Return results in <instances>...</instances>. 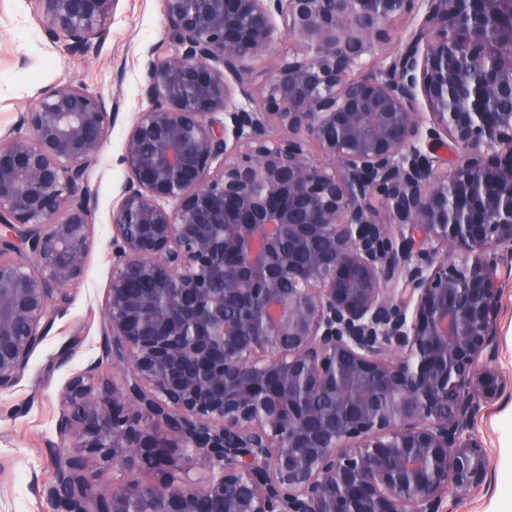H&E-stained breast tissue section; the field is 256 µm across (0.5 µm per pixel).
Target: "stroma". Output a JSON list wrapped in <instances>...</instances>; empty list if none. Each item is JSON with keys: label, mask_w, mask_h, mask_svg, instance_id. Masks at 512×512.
<instances>
[{"label": "stroma", "mask_w": 512, "mask_h": 512, "mask_svg": "<svg viewBox=\"0 0 512 512\" xmlns=\"http://www.w3.org/2000/svg\"><path fill=\"white\" fill-rule=\"evenodd\" d=\"M175 33L162 0H114L106 41L83 53L51 42L34 19L28 0H0V134L16 127L38 92L52 84H74L101 95L118 112L99 162L88 175L95 191V224L82 282L53 321L42 323V338L30 354L20 382L0 391V512H50L44 490L54 479L58 450L71 436L60 433V391L76 372L94 368L112 376L106 355L103 300L111 278L108 250L112 211L129 172L120 162L126 131L148 102L140 87L149 55L165 56ZM500 355L497 368L512 384V279L502 288ZM512 398L496 399L475 434L491 467L488 494L463 496L452 512H506L512 503Z\"/></svg>", "instance_id": "stroma-1"}]
</instances>
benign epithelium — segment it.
<instances>
[{"mask_svg":"<svg viewBox=\"0 0 512 512\" xmlns=\"http://www.w3.org/2000/svg\"><path fill=\"white\" fill-rule=\"evenodd\" d=\"M30 3L72 53L109 33L113 0ZM165 10L175 39L146 65L112 213V380L91 368L62 396L112 482L58 455L53 512H442L484 494L472 429L499 394L512 277V111H493L512 99V0ZM282 38L293 54L245 83ZM116 116L51 85L0 136V391L85 276L88 174ZM136 464L180 475L127 479ZM271 73V61L268 58L247 59L243 63L242 76L253 88L263 86Z\"/></svg>","mask_w":512,"mask_h":512,"instance_id":"7a95c632","label":"benign epithelium"}]
</instances>
